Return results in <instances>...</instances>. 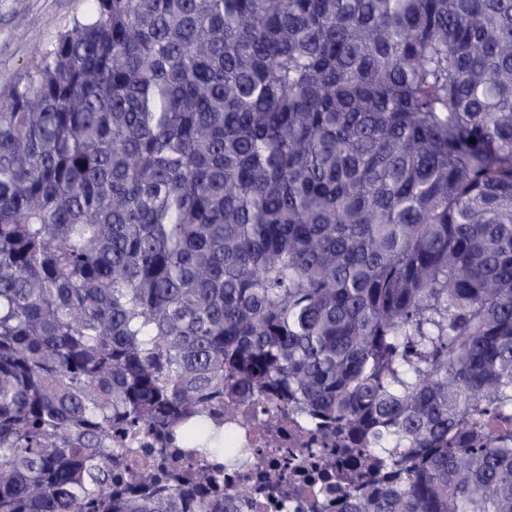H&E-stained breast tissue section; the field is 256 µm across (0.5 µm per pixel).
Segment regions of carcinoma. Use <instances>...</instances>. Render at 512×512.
Returning <instances> with one entry per match:
<instances>
[{"mask_svg": "<svg viewBox=\"0 0 512 512\" xmlns=\"http://www.w3.org/2000/svg\"><path fill=\"white\" fill-rule=\"evenodd\" d=\"M226 390L512 512V0H91L0 93V512H227Z\"/></svg>", "mask_w": 512, "mask_h": 512, "instance_id": "obj_1", "label": "carcinoma"}]
</instances>
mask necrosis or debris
<instances>
[{"label":"necrosis or debris","instance_id":"obj_1","mask_svg":"<svg viewBox=\"0 0 512 512\" xmlns=\"http://www.w3.org/2000/svg\"><path fill=\"white\" fill-rule=\"evenodd\" d=\"M224 431L244 462L224 471V491L246 498L245 512H322L323 485L310 463L339 443L276 401L224 404Z\"/></svg>","mask_w":512,"mask_h":512}]
</instances>
